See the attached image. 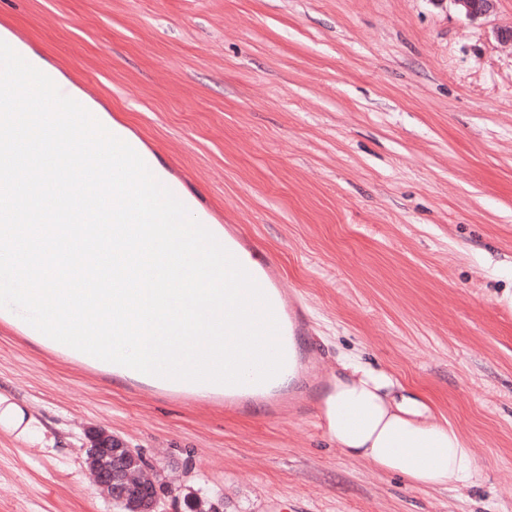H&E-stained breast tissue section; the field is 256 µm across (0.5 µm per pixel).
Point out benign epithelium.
Returning <instances> with one entry per match:
<instances>
[{"instance_id": "7a95c632", "label": "benign epithelium", "mask_w": 512, "mask_h": 512, "mask_svg": "<svg viewBox=\"0 0 512 512\" xmlns=\"http://www.w3.org/2000/svg\"><path fill=\"white\" fill-rule=\"evenodd\" d=\"M470 20L491 12L496 0H451ZM85 461L97 486L119 508V512H162V497L178 503L176 489L162 472L141 453L128 447L121 439L100 430L84 448Z\"/></svg>"}]
</instances>
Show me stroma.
<instances>
[{
	"instance_id": "obj_1",
	"label": "stroma",
	"mask_w": 512,
	"mask_h": 512,
	"mask_svg": "<svg viewBox=\"0 0 512 512\" xmlns=\"http://www.w3.org/2000/svg\"><path fill=\"white\" fill-rule=\"evenodd\" d=\"M243 225L307 302L323 376L359 358L466 438L465 494L346 456L315 413L133 393L0 321V512H115L82 448L126 441L224 512H512V0H0V26ZM469 20H476L491 12L496 0H451ZM0 429L15 433L16 438L27 443H40L51 448L53 440H46L43 424L12 397L0 393ZM48 445L49 447H44Z\"/></svg>"
}]
</instances>
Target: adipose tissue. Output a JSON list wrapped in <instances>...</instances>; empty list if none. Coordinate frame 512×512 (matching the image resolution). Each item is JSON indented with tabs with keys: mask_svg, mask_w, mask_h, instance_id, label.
<instances>
[{
	"mask_svg": "<svg viewBox=\"0 0 512 512\" xmlns=\"http://www.w3.org/2000/svg\"><path fill=\"white\" fill-rule=\"evenodd\" d=\"M393 382L360 362H343L328 381L318 417L337 448L415 485L455 489L480 473L467 440L412 398L396 400ZM0 429L27 443H45V428L12 397L0 393Z\"/></svg>",
	"mask_w": 512,
	"mask_h": 512,
	"instance_id": "obj_1",
	"label": "adipose tissue"
}]
</instances>
